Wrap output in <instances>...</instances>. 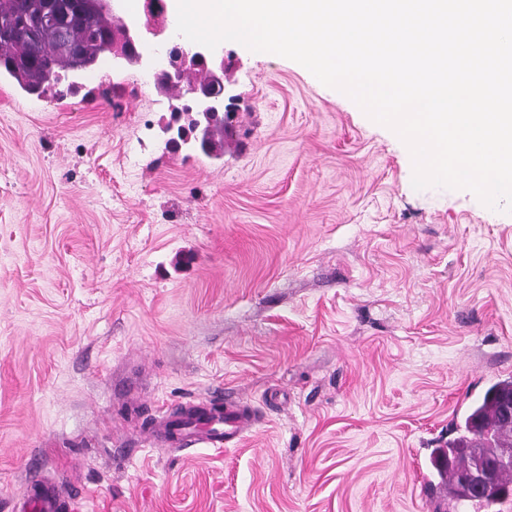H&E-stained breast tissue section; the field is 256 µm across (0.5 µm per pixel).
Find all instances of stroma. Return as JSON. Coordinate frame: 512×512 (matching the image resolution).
Listing matches in <instances>:
<instances>
[{
    "mask_svg": "<svg viewBox=\"0 0 512 512\" xmlns=\"http://www.w3.org/2000/svg\"><path fill=\"white\" fill-rule=\"evenodd\" d=\"M224 153L95 64L0 80V512L32 473L78 512H435L432 449L512 377V222L414 189L390 129L284 57L223 44ZM233 401L235 448L154 447Z\"/></svg>",
    "mask_w": 512,
    "mask_h": 512,
    "instance_id": "obj_1",
    "label": "stroma"
}]
</instances>
